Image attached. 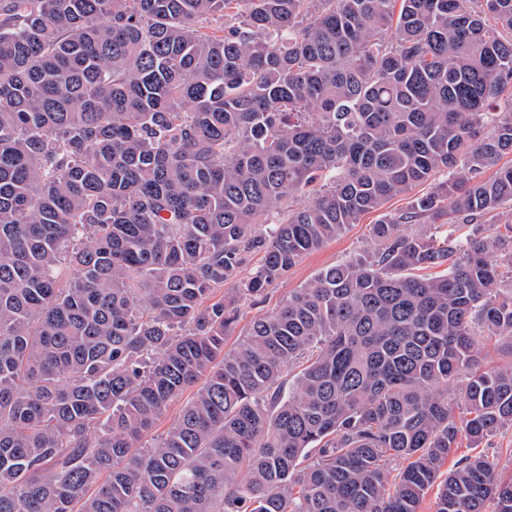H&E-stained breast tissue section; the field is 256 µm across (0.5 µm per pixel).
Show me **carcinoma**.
Returning <instances> with one entry per match:
<instances>
[{"label":"carcinoma","instance_id":"carcinoma-1","mask_svg":"<svg viewBox=\"0 0 512 512\" xmlns=\"http://www.w3.org/2000/svg\"><path fill=\"white\" fill-rule=\"evenodd\" d=\"M507 89L512 0H0V512H512L443 470L512 427ZM424 187H417L407 195H399L387 201L384 208L377 212L365 214L358 224H351L335 239L328 241L322 248L305 255L282 278L275 281L260 303L242 302L238 321L225 337V350L233 349L242 339L250 322L257 316L275 309L288 293L314 278L323 269L336 264L344 258L363 253L373 246L371 238L372 224H376L384 215H395L404 211L414 194L423 192ZM193 391H187L180 400L177 402L172 403L168 409L164 412V414L156 421L155 425L153 426L149 438L157 437L164 433L168 427L172 424L174 419L179 414L181 408L185 405V403L188 401V399L191 397Z\"/></svg>","mask_w":512,"mask_h":512}]
</instances>
